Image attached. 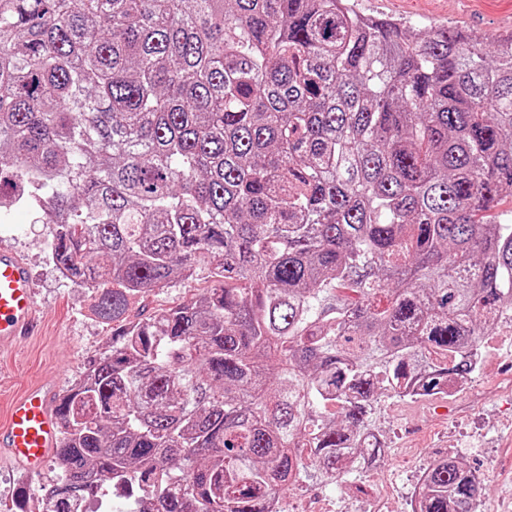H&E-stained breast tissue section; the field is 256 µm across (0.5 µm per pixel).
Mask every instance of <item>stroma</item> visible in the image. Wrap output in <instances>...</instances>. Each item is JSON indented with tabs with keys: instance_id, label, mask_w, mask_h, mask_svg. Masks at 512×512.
Masks as SVG:
<instances>
[{
	"instance_id": "stroma-1",
	"label": "stroma",
	"mask_w": 512,
	"mask_h": 512,
	"mask_svg": "<svg viewBox=\"0 0 512 512\" xmlns=\"http://www.w3.org/2000/svg\"><path fill=\"white\" fill-rule=\"evenodd\" d=\"M367 15L402 19L418 27H462L488 38L504 33L512 19V0H355ZM53 227L39 224L28 209L10 212L0 224V247L12 249L28 263L35 289L40 331L19 346L0 353V424L11 400L29 385L50 380L68 390L89 362L112 344V321L91 308V291L60 276L48 258ZM207 276L135 298L131 315L148 316L179 304L185 297L212 287ZM488 362L474 377L469 393L454 402L442 396L419 401L383 398L389 446L378 468L342 486L310 487L289 494L335 499L348 512H411L418 476L433 458L450 455L463 460L484 478L485 491L477 512H512V392L505 387L512 375V345L501 336L482 343ZM58 475L47 463L39 475H29L8 459L0 460V510L7 502L35 499Z\"/></svg>"
}]
</instances>
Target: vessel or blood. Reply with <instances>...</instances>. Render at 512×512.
<instances>
[{"mask_svg":"<svg viewBox=\"0 0 512 512\" xmlns=\"http://www.w3.org/2000/svg\"><path fill=\"white\" fill-rule=\"evenodd\" d=\"M36 307L28 265L14 252L0 250V350L32 335ZM57 389L48 383L29 386L10 406L0 426V450L29 472H39L59 441Z\"/></svg>","mask_w":512,"mask_h":512,"instance_id":"1","label":"vessel or blood"}]
</instances>
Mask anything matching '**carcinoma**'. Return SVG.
<instances>
[{"mask_svg": "<svg viewBox=\"0 0 512 512\" xmlns=\"http://www.w3.org/2000/svg\"><path fill=\"white\" fill-rule=\"evenodd\" d=\"M512 32L351 0H0V216L54 225L112 350L65 394L56 510L273 512L362 473L384 396L512 312ZM206 272L153 316L130 299ZM453 456L413 512H476Z\"/></svg>", "mask_w": 512, "mask_h": 512, "instance_id": "1", "label": "carcinoma"}]
</instances>
